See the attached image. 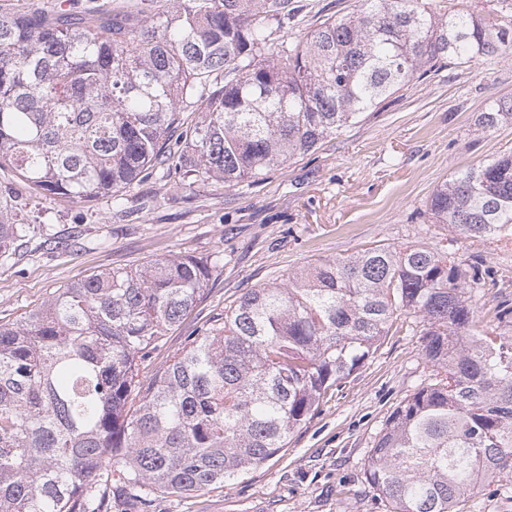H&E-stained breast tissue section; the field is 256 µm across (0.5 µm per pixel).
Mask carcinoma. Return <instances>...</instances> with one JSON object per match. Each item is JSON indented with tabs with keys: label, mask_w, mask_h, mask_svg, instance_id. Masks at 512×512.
Segmentation results:
<instances>
[{
	"label": "carcinoma",
	"mask_w": 512,
	"mask_h": 512,
	"mask_svg": "<svg viewBox=\"0 0 512 512\" xmlns=\"http://www.w3.org/2000/svg\"><path fill=\"white\" fill-rule=\"evenodd\" d=\"M123 0L85 24L0 14V165L33 194L80 202L156 168L227 187L305 155L432 70L512 57V19L430 0H358L273 44L295 0ZM205 104L194 122L187 108ZM512 125V99L479 113ZM453 237L512 236V155L440 184L427 203ZM24 219L0 203V259ZM208 261L157 259L92 274L0 324V512H103L97 481L200 491L277 456L327 392L406 311L425 323L430 383L389 416L367 480L391 512H458L512 474V338L474 332L479 268L419 245L378 246L251 288L155 366L204 292Z\"/></svg>",
	"instance_id": "1"
}]
</instances>
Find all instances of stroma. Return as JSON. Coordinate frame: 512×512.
Masks as SVG:
<instances>
[{
	"label": "stroma",
	"mask_w": 512,
	"mask_h": 512,
	"mask_svg": "<svg viewBox=\"0 0 512 512\" xmlns=\"http://www.w3.org/2000/svg\"><path fill=\"white\" fill-rule=\"evenodd\" d=\"M301 25L274 41L312 29L323 15L345 13L356 0H297ZM512 98V58L446 68L393 94L314 153L272 169L257 183L187 189L151 174L128 188L122 205L46 201L0 169V198L22 207L31 233L0 264V324L13 323L60 288L115 267L189 254L214 261L206 290L184 323L153 352L161 363L202 335L246 290L287 282L321 259L379 245L416 244L480 258L489 270L473 292L479 331L512 336V237L466 240L429 223L425 205L444 180L512 153V125L491 131L475 123L495 100ZM56 249H48V241ZM424 323L404 313L375 353L287 448L247 475L189 494L157 496L151 512H390L366 481L365 462L391 412L429 383L422 354ZM459 512H512V478L481 488Z\"/></svg>",
	"instance_id": "35a3bbf8"
}]
</instances>
